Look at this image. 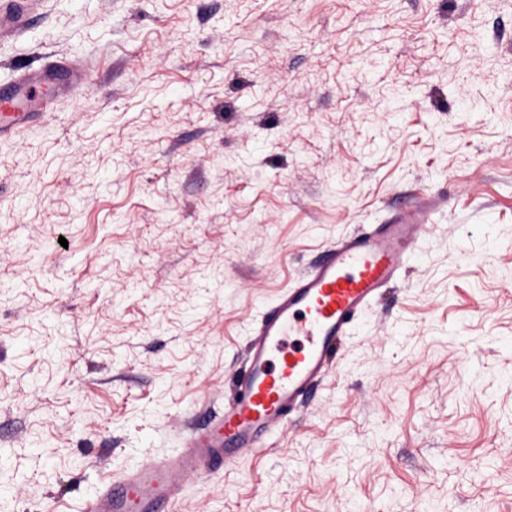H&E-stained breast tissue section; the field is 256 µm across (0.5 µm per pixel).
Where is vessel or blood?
I'll return each instance as SVG.
<instances>
[{"label":"vessel or blood","instance_id":"obj_1","mask_svg":"<svg viewBox=\"0 0 512 512\" xmlns=\"http://www.w3.org/2000/svg\"><path fill=\"white\" fill-rule=\"evenodd\" d=\"M42 0H0V37L22 32ZM83 59L18 67L0 81V142L39 123L59 99L90 84ZM443 204L430 196L387 223L353 233L284 288L254 321L244 369L230 383L219 417L193 427L172 457H148L100 487L83 512H169L180 477L209 479L268 447L289 415L330 371L337 348L383 289L401 282L424 232Z\"/></svg>","mask_w":512,"mask_h":512}]
</instances>
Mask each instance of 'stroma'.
I'll use <instances>...</instances> for the list:
<instances>
[{
	"label": "stroma",
	"mask_w": 512,
	"mask_h": 512,
	"mask_svg": "<svg viewBox=\"0 0 512 512\" xmlns=\"http://www.w3.org/2000/svg\"><path fill=\"white\" fill-rule=\"evenodd\" d=\"M0 512H82L219 414L276 292L436 193L287 428L172 512H512V0H44L0 80ZM93 75L91 64L84 59L62 58L18 67L0 81V142L39 123L56 101L74 96L92 82Z\"/></svg>",
	"instance_id": "1"
}]
</instances>
